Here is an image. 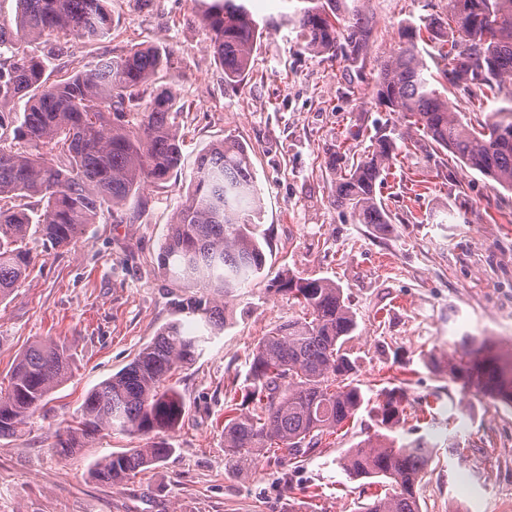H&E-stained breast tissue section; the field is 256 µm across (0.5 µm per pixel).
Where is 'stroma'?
<instances>
[{
    "label": "stroma",
    "instance_id": "stroma-1",
    "mask_svg": "<svg viewBox=\"0 0 512 512\" xmlns=\"http://www.w3.org/2000/svg\"><path fill=\"white\" fill-rule=\"evenodd\" d=\"M341 2L345 16H368L374 28L363 64L346 69L302 48L283 19L290 0H250L265 27L249 76L234 88L207 48L196 0H108L110 35L73 42L51 60L58 74L131 45L170 50L157 84L186 103L181 161L126 223L98 220L61 250L30 239L36 263L0 301V381L29 345L49 338L67 343L72 366L44 409L0 437V512H362L375 489L349 480L338 460L376 432L368 409L297 463L261 457L243 475L224 458V408L242 398L247 357L293 312L269 289L286 269L342 286L358 322L348 347L363 389L404 379L393 435L436 450L417 488L421 512H512V407L448 375L461 336L512 346V193L455 158L440 162L419 148L418 131L397 113H375L371 99L381 62L399 48L401 23L443 15L448 0ZM350 80L359 88L354 98L344 93ZM375 119L409 141L381 190L396 216L387 235L332 205L325 165L337 132ZM227 137L248 147L254 165L265 268L230 298L224 331L174 377L186 412L169 434L173 453L134 479L101 484L90 474L95 460L149 447L150 439L115 431L61 453L54 429L168 323L200 325L192 306L208 290L173 286L157 256L200 153Z\"/></svg>",
    "mask_w": 512,
    "mask_h": 512
}]
</instances>
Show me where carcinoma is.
I'll return each instance as SVG.
<instances>
[{
    "label": "carcinoma",
    "instance_id": "carcinoma-1",
    "mask_svg": "<svg viewBox=\"0 0 512 512\" xmlns=\"http://www.w3.org/2000/svg\"><path fill=\"white\" fill-rule=\"evenodd\" d=\"M16 2L19 28L32 42L54 37L51 53L58 57L70 42H94L112 30L106 0ZM301 3L287 22L299 29L305 50L350 63L363 60L373 35L368 18L342 17L339 0ZM200 20L224 82L241 84L260 29L247 0H204ZM399 36L398 51L381 66L372 89L376 111L400 113L422 133L424 146L451 153L511 192L512 0H448L447 15L408 19ZM422 43L443 59L439 72L427 65ZM167 66L166 50L137 44L53 78L43 58L16 47L13 32L0 23V300L34 265L30 237L53 249L68 247L102 216L123 223L129 204H147L144 185L159 187L171 179L180 164L177 119L185 105L155 87V76ZM442 81L485 118L475 126L463 122L437 88ZM24 97V111L6 113L8 104ZM490 101L500 106L489 112ZM366 139L370 150L353 151L351 142ZM397 155L395 129L379 120L347 129L327 152L336 206L359 224L394 230L395 217L377 191ZM261 214L248 148L226 138L205 149L159 262L182 287L210 289L216 301L197 307L209 335L187 332L177 322L163 327L128 366L86 395L75 419L56 430V447L77 448L103 431L156 436L175 429L186 411L172 384L175 372L224 329L226 299L265 267ZM275 292L288 296L299 314L248 354L244 389L252 407L239 413L228 406L224 456L238 468L275 450L294 463L372 402L382 427L393 430L403 416V388H383L372 399L353 379L348 343L357 321L343 288L327 278L286 273ZM458 347V357L448 363L453 380L512 406V355L471 336L460 337ZM70 371L71 354L60 341L47 339L21 353L8 385L0 388V436L17 433ZM173 451L165 441L127 448L95 461L91 473L102 484H120ZM434 456L424 442L400 445L378 434L349 449L339 467L350 480L377 478L389 489L374 495L365 512H421L416 486Z\"/></svg>",
    "mask_w": 512,
    "mask_h": 512
}]
</instances>
